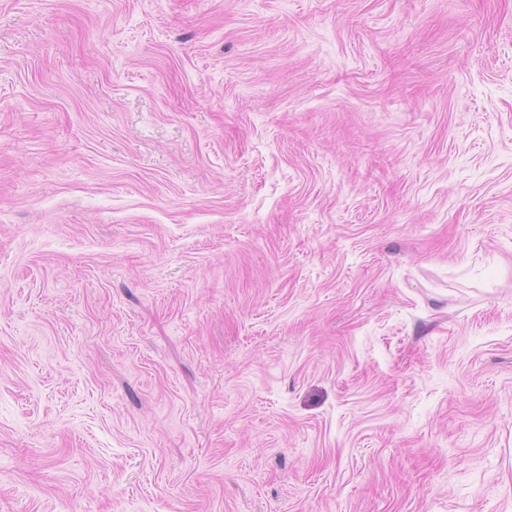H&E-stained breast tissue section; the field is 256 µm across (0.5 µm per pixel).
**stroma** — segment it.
Wrapping results in <instances>:
<instances>
[{
  "label": "stroma",
  "instance_id": "35a3bbf8",
  "mask_svg": "<svg viewBox=\"0 0 512 512\" xmlns=\"http://www.w3.org/2000/svg\"><path fill=\"white\" fill-rule=\"evenodd\" d=\"M0 512H512V0H0Z\"/></svg>",
  "mask_w": 512,
  "mask_h": 512
}]
</instances>
